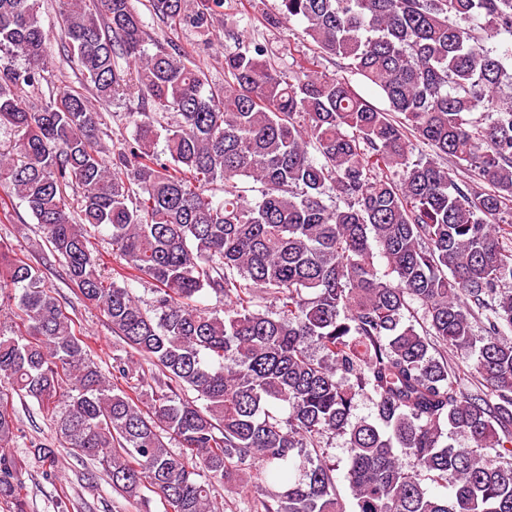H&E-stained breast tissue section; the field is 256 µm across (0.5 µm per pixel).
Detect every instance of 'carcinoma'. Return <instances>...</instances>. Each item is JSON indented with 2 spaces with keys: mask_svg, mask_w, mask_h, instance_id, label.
Listing matches in <instances>:
<instances>
[{
  "mask_svg": "<svg viewBox=\"0 0 512 512\" xmlns=\"http://www.w3.org/2000/svg\"><path fill=\"white\" fill-rule=\"evenodd\" d=\"M40 2L0 0V127L19 133L0 149V187L49 251L38 267L0 244V304L18 318L0 329V500L26 512L5 452L22 437L16 395L54 424L59 448H28L42 474L67 448L146 510L148 490L164 512H220L215 487L257 462L253 512H346L321 448L341 434L357 512H512V223H496L512 214V41L483 45L487 31L512 38V0H279L274 21H305L346 71L301 60L285 78L228 27L222 88L133 0H60L62 51L87 92L33 105L19 91L45 71ZM147 2L202 35L224 7ZM133 95L146 109L109 165L94 102ZM416 144L427 152L412 161ZM92 227L122 271L102 267ZM55 262L129 348L112 368L45 286ZM144 278L147 308L129 288ZM209 293L223 312L197 304ZM358 395L373 419L355 417Z\"/></svg>",
  "mask_w": 512,
  "mask_h": 512,
  "instance_id": "carcinoma-1",
  "label": "carcinoma"
}]
</instances>
